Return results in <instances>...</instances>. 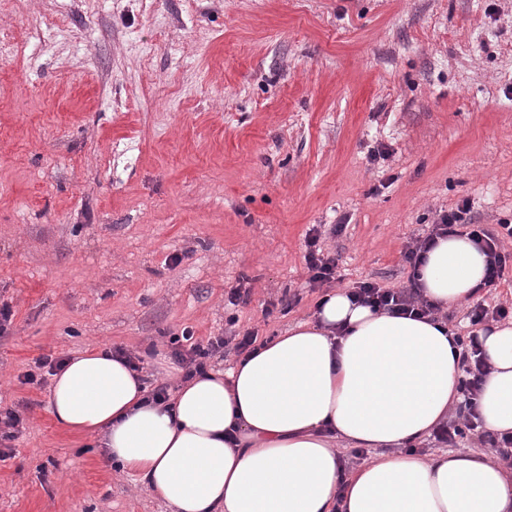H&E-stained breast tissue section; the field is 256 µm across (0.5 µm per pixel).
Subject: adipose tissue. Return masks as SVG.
Listing matches in <instances>:
<instances>
[{
	"label": "adipose tissue",
	"mask_w": 512,
	"mask_h": 512,
	"mask_svg": "<svg viewBox=\"0 0 512 512\" xmlns=\"http://www.w3.org/2000/svg\"><path fill=\"white\" fill-rule=\"evenodd\" d=\"M486 257L464 235L419 267L429 303L479 296ZM490 367L476 396L484 428L512 434V321L476 330ZM461 348L444 321L325 294L314 317L257 344L226 372L189 380L170 405L99 349L55 375L50 412L100 431L109 463L173 512H512V473L477 455L412 447L461 400ZM371 450L345 471L334 446Z\"/></svg>",
	"instance_id": "ef3b65f1"
}]
</instances>
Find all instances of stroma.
Returning <instances> with one entry per match:
<instances>
[{
    "mask_svg": "<svg viewBox=\"0 0 512 512\" xmlns=\"http://www.w3.org/2000/svg\"><path fill=\"white\" fill-rule=\"evenodd\" d=\"M465 198L512 217V0H0V512H172L55 422L36 359L121 348L177 387L183 331L313 315L309 229L336 287L405 288ZM24 418L15 409H0V445L1 441L14 440L22 432Z\"/></svg>",
    "mask_w": 512,
    "mask_h": 512,
    "instance_id": "1",
    "label": "stroma"
}]
</instances>
